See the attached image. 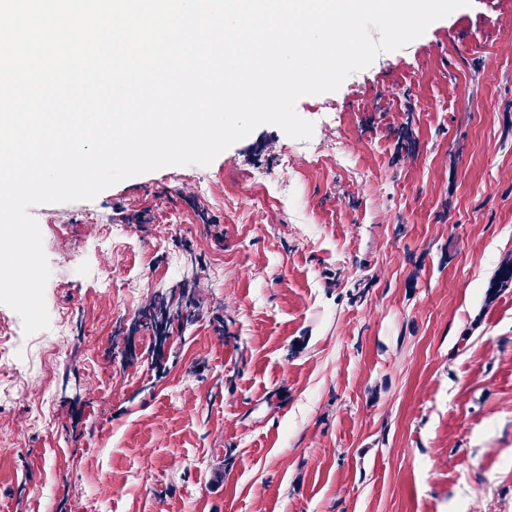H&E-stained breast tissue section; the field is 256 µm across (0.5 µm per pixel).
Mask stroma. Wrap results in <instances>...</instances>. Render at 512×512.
I'll list each match as a JSON object with an SVG mask.
<instances>
[{
  "label": "stroma",
  "instance_id": "35a3bbf8",
  "mask_svg": "<svg viewBox=\"0 0 512 512\" xmlns=\"http://www.w3.org/2000/svg\"><path fill=\"white\" fill-rule=\"evenodd\" d=\"M206 166L42 204L0 304V512H512V0H472ZM145 221L131 224L128 214ZM202 269L163 360L139 327Z\"/></svg>",
  "mask_w": 512,
  "mask_h": 512
}]
</instances>
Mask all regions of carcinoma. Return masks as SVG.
Listing matches in <instances>:
<instances>
[{
	"mask_svg": "<svg viewBox=\"0 0 512 512\" xmlns=\"http://www.w3.org/2000/svg\"><path fill=\"white\" fill-rule=\"evenodd\" d=\"M197 282L196 277L185 280L177 297L158 293L139 311L137 322L153 329L159 346H164L173 324L186 328L195 321L198 304L194 289L197 288ZM511 285L512 258H509L499 267L492 283V292Z\"/></svg>",
	"mask_w": 512,
	"mask_h": 512,
	"instance_id": "carcinoma-1",
	"label": "carcinoma"
}]
</instances>
